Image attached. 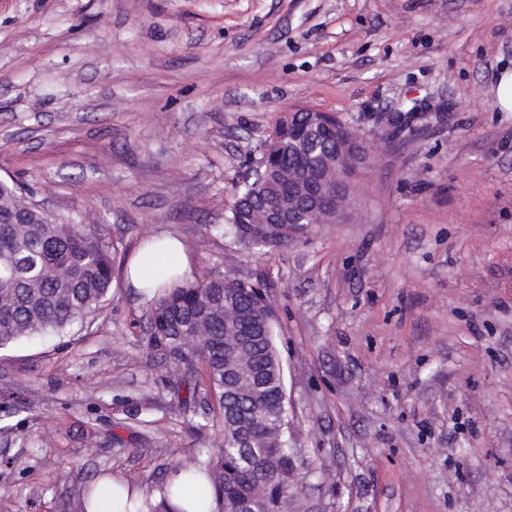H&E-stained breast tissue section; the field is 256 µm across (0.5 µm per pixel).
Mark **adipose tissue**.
I'll return each mask as SVG.
<instances>
[{"label":"adipose tissue","instance_id":"obj_1","mask_svg":"<svg viewBox=\"0 0 512 512\" xmlns=\"http://www.w3.org/2000/svg\"><path fill=\"white\" fill-rule=\"evenodd\" d=\"M189 263L183 244L175 237L152 239L130 258L127 284L144 297H152L156 289L170 283L173 275L186 272ZM168 483L175 488L184 486L188 489L187 495H176L171 499L180 512H215L216 499L205 476H197L191 481L180 471L172 474Z\"/></svg>","mask_w":512,"mask_h":512}]
</instances>
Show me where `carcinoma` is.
<instances>
[{"mask_svg": "<svg viewBox=\"0 0 512 512\" xmlns=\"http://www.w3.org/2000/svg\"><path fill=\"white\" fill-rule=\"evenodd\" d=\"M273 168L300 179L303 149L279 136ZM286 182L268 175L241 187L243 199L227 211L221 231L252 249H275L291 242L281 232L251 237L245 223L255 208L247 200L277 206ZM112 242L97 224L57 218L34 206L30 193L12 179H0V349L33 336L57 335L99 310L111 295ZM261 281L227 280L222 274L190 277L151 300L148 343L182 364L193 381L189 395L215 400L212 425L224 447L201 449L204 461L184 465L206 473L220 512L237 499L253 512H279L294 469L288 447V408L283 400L285 371L276 336L277 318L259 305ZM201 326L200 347L184 343L190 318Z\"/></svg>", "mask_w": 512, "mask_h": 512, "instance_id": "carcinoma-1", "label": "carcinoma"}]
</instances>
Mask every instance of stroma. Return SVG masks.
Masks as SVG:
<instances>
[{
  "label": "stroma",
  "instance_id": "obj_1",
  "mask_svg": "<svg viewBox=\"0 0 512 512\" xmlns=\"http://www.w3.org/2000/svg\"><path fill=\"white\" fill-rule=\"evenodd\" d=\"M506 70L512 0H0V178L115 257L93 317L0 350V512H82L102 477L151 491L223 447L125 285L161 234L190 274L267 284L298 451L281 512H512ZM292 106L373 160L349 222L252 253L213 228Z\"/></svg>",
  "mask_w": 512,
  "mask_h": 512
}]
</instances>
